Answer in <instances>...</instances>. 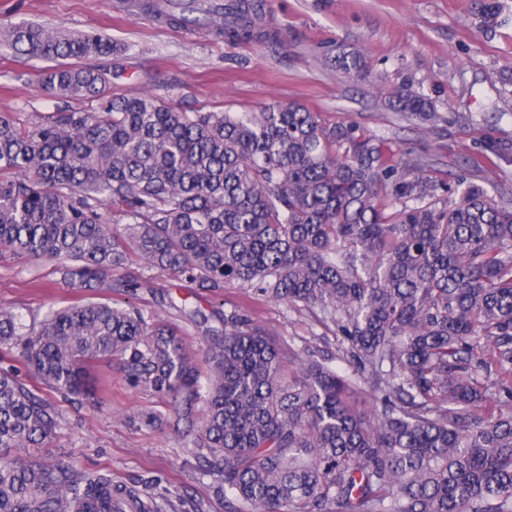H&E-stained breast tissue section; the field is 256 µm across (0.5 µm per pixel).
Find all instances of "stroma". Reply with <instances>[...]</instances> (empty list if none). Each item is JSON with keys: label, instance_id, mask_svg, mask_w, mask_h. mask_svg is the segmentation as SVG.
I'll return each instance as SVG.
<instances>
[{"label": "stroma", "instance_id": "stroma-1", "mask_svg": "<svg viewBox=\"0 0 512 512\" xmlns=\"http://www.w3.org/2000/svg\"><path fill=\"white\" fill-rule=\"evenodd\" d=\"M127 0H0V23L36 22L83 35L112 39L118 50L83 59L85 67L110 73L109 98L149 92L186 112H257L274 103H297L329 122H354L383 136L392 151L413 149L431 162L429 176L447 179L453 161H472L473 179L493 195L512 199V164L478 155L486 131L512 138V91L500 82L512 68V0H501L505 24L480 29L472 0H267L270 38L231 43L223 32L176 29L147 14L132 12ZM359 52L368 76L361 79L333 67L336 50ZM45 61L16 56L0 46V114L20 120L48 116L58 101L44 87ZM412 78L452 119L447 135L422 133L375 93L378 85ZM136 294L120 288L87 292L91 301H112L178 322L175 310L160 306L164 295L211 310L228 300L249 305L256 320L277 338H314L335 348L332 325L308 311L265 301L241 288L215 298L147 269ZM82 296L62 282L50 262L0 256V306L25 321L42 319L52 308L77 304ZM92 376L108 385L102 407L66 403L51 447L35 449L44 463L75 461L85 470L134 484L157 479L166 512H224L212 479L201 477L190 436L167 427L133 425L137 412L161 409L151 392L129 386L119 366L99 365Z\"/></svg>", "mask_w": 512, "mask_h": 512}]
</instances>
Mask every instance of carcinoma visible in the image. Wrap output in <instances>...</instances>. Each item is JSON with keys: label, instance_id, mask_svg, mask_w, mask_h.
Masks as SVG:
<instances>
[{"label": "carcinoma", "instance_id": "cac0c4a2", "mask_svg": "<svg viewBox=\"0 0 512 512\" xmlns=\"http://www.w3.org/2000/svg\"><path fill=\"white\" fill-rule=\"evenodd\" d=\"M199 2L142 9L175 27ZM502 11L475 0L486 32ZM224 13L237 18L228 41L265 36L262 0H225ZM0 44L56 62L43 81L60 102L46 120L0 114V255L54 262L76 291L136 256L215 297L249 288L309 310L342 337L332 355L276 339L245 305H184L216 337L202 368L175 327L134 307L88 301L32 325L0 307V346L44 388L84 396L85 370L117 358L129 385L167 401L174 427L193 428L203 402L192 445L224 512H512L511 199L466 174L440 182L422 157L300 104L106 99V74L71 64L112 54L101 36L10 24ZM334 64L365 77L357 52ZM385 94L426 129L449 123L410 78ZM82 99L98 107L70 105ZM477 149L512 163V140ZM166 420L133 417L151 430ZM61 421L59 404L0 372V512H161L148 481L15 453L50 446Z\"/></svg>", "mask_w": 512, "mask_h": 512}]
</instances>
